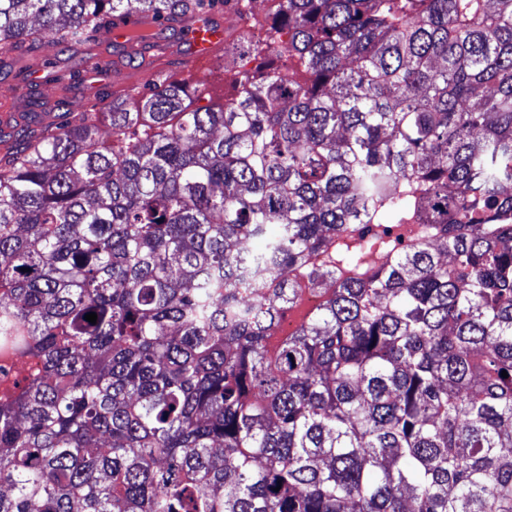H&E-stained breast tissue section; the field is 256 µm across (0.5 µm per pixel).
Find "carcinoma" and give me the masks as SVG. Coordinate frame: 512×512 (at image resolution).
<instances>
[{
	"label": "carcinoma",
	"mask_w": 512,
	"mask_h": 512,
	"mask_svg": "<svg viewBox=\"0 0 512 512\" xmlns=\"http://www.w3.org/2000/svg\"><path fill=\"white\" fill-rule=\"evenodd\" d=\"M264 2L288 72L0 158V512H512V0ZM204 8L0 0V49ZM303 288H307L304 293L303 307L301 309L290 311L288 313V317L280 322L277 328L279 336L292 335L305 312L317 307L322 302L321 295L316 290H312L311 286L304 283Z\"/></svg>",
	"instance_id": "carcinoma-1"
}]
</instances>
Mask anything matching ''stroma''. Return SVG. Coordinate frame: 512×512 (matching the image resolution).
Listing matches in <instances>:
<instances>
[{"label": "stroma", "mask_w": 512, "mask_h": 512, "mask_svg": "<svg viewBox=\"0 0 512 512\" xmlns=\"http://www.w3.org/2000/svg\"><path fill=\"white\" fill-rule=\"evenodd\" d=\"M151 33V39L139 45L113 42L99 33L85 47L64 52L39 50L31 61L0 50V88L7 92L0 113H8L11 125L0 136V155L18 144L21 127L37 129L47 123H63L78 102L102 112L113 100L141 97L168 78L186 83L206 102L218 104L235 97L241 73L280 64L272 50L243 56L232 44L225 54L191 67L174 51L178 38L171 23H155ZM94 59L100 72L87 74V64ZM36 69L41 70L43 83H30L29 76Z\"/></svg>", "instance_id": "obj_1"}]
</instances>
